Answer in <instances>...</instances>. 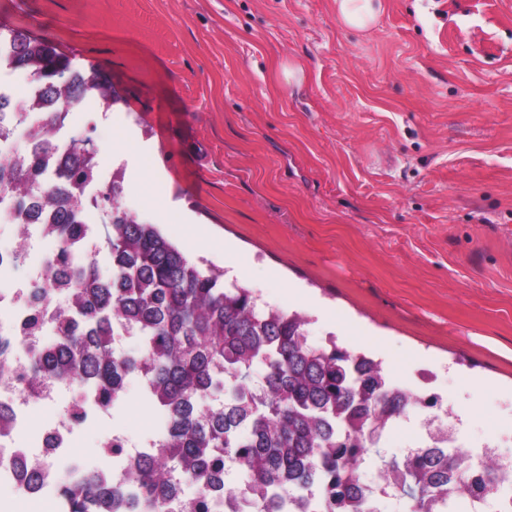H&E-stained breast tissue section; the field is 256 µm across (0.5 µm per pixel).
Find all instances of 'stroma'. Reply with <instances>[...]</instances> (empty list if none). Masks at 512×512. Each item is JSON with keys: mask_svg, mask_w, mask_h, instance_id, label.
I'll use <instances>...</instances> for the list:
<instances>
[{"mask_svg": "<svg viewBox=\"0 0 512 512\" xmlns=\"http://www.w3.org/2000/svg\"><path fill=\"white\" fill-rule=\"evenodd\" d=\"M368 32L335 0H0L127 96L73 106L119 202L180 250L298 311L313 343L382 361L471 417V450L512 456V0H383ZM304 71L287 85L286 65ZM154 154L168 208L114 137ZM244 276H237V268ZM118 420L163 425L137 384Z\"/></svg>", "mask_w": 512, "mask_h": 512, "instance_id": "35a3bbf8", "label": "stroma"}]
</instances>
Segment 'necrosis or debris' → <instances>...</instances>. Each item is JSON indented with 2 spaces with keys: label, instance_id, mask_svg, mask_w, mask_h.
Here are the masks:
<instances>
[{
  "label": "necrosis or debris",
  "instance_id": "obj_1",
  "mask_svg": "<svg viewBox=\"0 0 512 512\" xmlns=\"http://www.w3.org/2000/svg\"><path fill=\"white\" fill-rule=\"evenodd\" d=\"M0 226L8 228L13 236L9 248L0 247V335L13 339L12 368L7 378L0 379V406L8 411L6 426L0 431V485L19 487L13 468L7 465L8 460L17 457L43 462L50 481H57L65 473L70 483H82L86 470L75 449L88 431L97 435L100 471L121 475L140 452L139 443L113 425L125 411L124 400L101 405L93 389L77 381L54 383L36 395L29 391L24 370L32 357V347L19 329L30 314V290L55 252L45 248L41 225L18 226L12 200L1 196ZM21 266L28 275L19 280L14 272ZM37 404L52 408L54 414L35 426L31 414ZM117 444L122 447L118 453L113 450Z\"/></svg>",
  "mask_w": 512,
  "mask_h": 512
}]
</instances>
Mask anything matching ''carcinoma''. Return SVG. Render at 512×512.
Segmentation results:
<instances>
[{
    "label": "carcinoma",
    "mask_w": 512,
    "mask_h": 512,
    "mask_svg": "<svg viewBox=\"0 0 512 512\" xmlns=\"http://www.w3.org/2000/svg\"><path fill=\"white\" fill-rule=\"evenodd\" d=\"M7 64L28 71L56 101L43 129L18 157L0 161V195L9 196L23 224H38L60 244L56 260L31 291L32 313L23 331H42L40 304L52 292L66 296L54 316L56 338L33 354L30 391L48 382L92 384L97 400L118 399L128 373L148 379L150 404L164 410L165 429L119 478L93 476L59 487L69 512H114L127 501L132 512H210L212 499L231 496L240 512H376L361 476L367 459L391 478L387 498L408 512H430L438 498L482 503L501 491L494 470L470 481L456 479L462 450L424 444L398 458L379 447L387 424L411 406L393 389L380 361L339 346L309 340L296 313L257 307L252 293L230 288L222 273L190 262L154 224L121 208L119 187L88 199L98 148L76 137L69 153L47 170L54 129L71 106L87 97L104 112L122 96L103 73L73 69L58 46L19 24L0 28ZM29 105L0 96V137L23 122ZM103 224L101 246L112 275L95 264H74L69 246L85 233L86 209ZM140 338L138 355L120 354L116 326ZM23 486H44L37 462H11ZM238 475L229 485L230 474ZM191 484L196 491L184 494Z\"/></svg>",
    "instance_id": "obj_1"
}]
</instances>
